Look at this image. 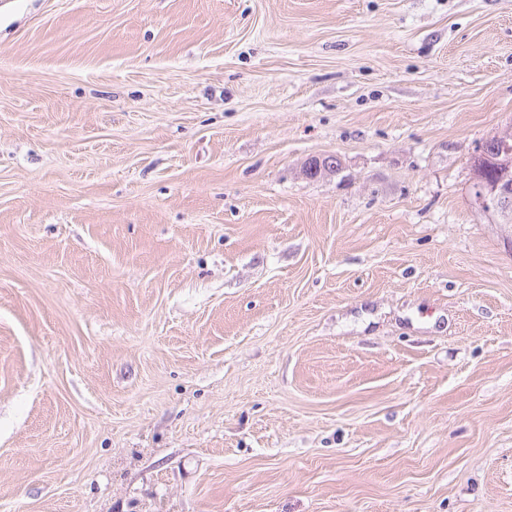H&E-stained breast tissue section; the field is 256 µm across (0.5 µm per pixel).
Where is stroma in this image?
<instances>
[{
  "label": "stroma",
  "instance_id": "obj_1",
  "mask_svg": "<svg viewBox=\"0 0 512 512\" xmlns=\"http://www.w3.org/2000/svg\"><path fill=\"white\" fill-rule=\"evenodd\" d=\"M510 130L512 0H0V512H512ZM473 194L471 207L485 214L507 213L512 208L511 164L487 174L485 155L478 149L471 157Z\"/></svg>",
  "mask_w": 512,
  "mask_h": 512
}]
</instances>
